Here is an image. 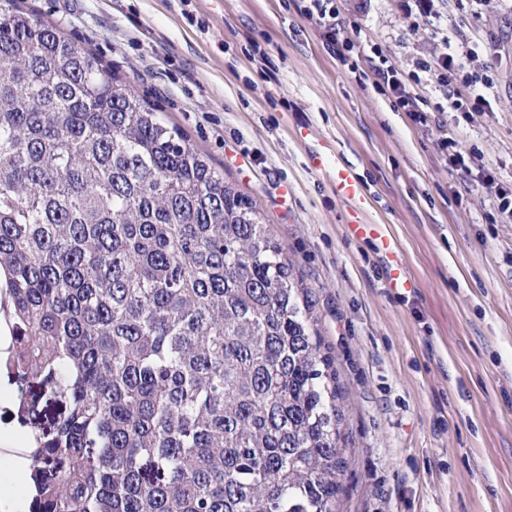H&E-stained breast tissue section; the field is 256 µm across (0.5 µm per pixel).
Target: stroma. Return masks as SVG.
<instances>
[{"label":"stroma","mask_w":512,"mask_h":512,"mask_svg":"<svg viewBox=\"0 0 512 512\" xmlns=\"http://www.w3.org/2000/svg\"><path fill=\"white\" fill-rule=\"evenodd\" d=\"M411 2L336 0L331 41L301 0H25L257 201L336 361L338 512H512V217L480 180L512 187V0H433L429 16ZM447 53L451 86L421 75ZM383 59L424 120L378 90ZM452 95L486 103L456 112ZM449 137L466 170L449 167ZM315 150L359 175L393 250L347 230ZM12 410L0 401V498L26 500Z\"/></svg>","instance_id":"35a3bbf8"}]
</instances>
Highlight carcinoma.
Returning a JSON list of instances; mask_svg holds the SVG:
<instances>
[{
    "label": "carcinoma",
    "mask_w": 512,
    "mask_h": 512,
    "mask_svg": "<svg viewBox=\"0 0 512 512\" xmlns=\"http://www.w3.org/2000/svg\"><path fill=\"white\" fill-rule=\"evenodd\" d=\"M0 375L30 512H335L311 291L161 109L0 0Z\"/></svg>",
    "instance_id": "1"
}]
</instances>
